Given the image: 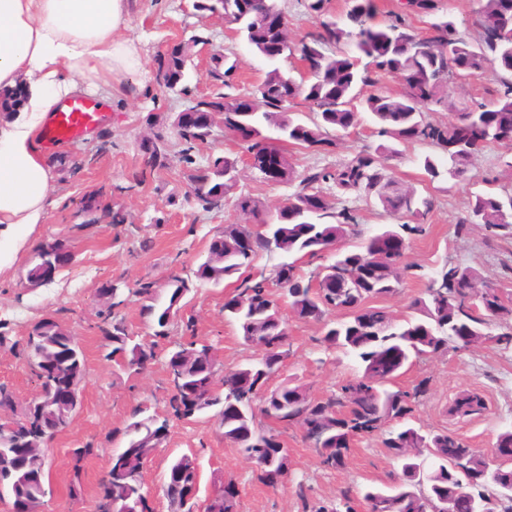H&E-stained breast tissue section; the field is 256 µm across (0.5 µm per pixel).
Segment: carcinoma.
I'll use <instances>...</instances> for the list:
<instances>
[{"label": "carcinoma", "instance_id": "1", "mask_svg": "<svg viewBox=\"0 0 512 512\" xmlns=\"http://www.w3.org/2000/svg\"><path fill=\"white\" fill-rule=\"evenodd\" d=\"M347 11L337 20L321 23L318 30L304 36L297 46L288 39V23L267 22L270 14H280L276 0H198V11L219 13L235 26L236 33L259 55L274 64L283 52L297 51L309 63L311 73L295 77L275 66L247 96L225 94L215 100L189 105L199 113L196 124L179 132L191 151L197 141H206L216 122L224 132L236 133V121L250 126L240 138L246 152L255 160L270 146L263 129L273 127L286 141L320 152L335 145L328 131L348 132L361 122L366 112L379 143L358 152L336 169H310L297 176L287 153H282L283 182L299 179L298 188L277 208L273 221L256 224H230L223 239L207 251L196 277L218 284L251 266L254 258L235 251L242 235L254 239L255 254L280 250L300 257L318 258L345 241L357 223L351 198L371 201L395 220V224L371 236L355 250H340L330 263L334 279L322 277L323 267L304 279L295 262L275 267L272 279L288 298V306L299 319L320 321L328 308L346 312V318L325 325L319 342L327 350L351 355L360 363L357 376L341 385L325 399L311 398L301 385L284 384L263 395L261 412L288 425H301L305 439L322 465L335 469L344 462L348 438L370 434L395 420L401 427L388 432L383 443L400 462L401 477L395 491L369 488L363 494L369 512H495L494 504L512 502V462L492 464L459 439L445 432L424 433L405 424L412 411V400L423 393L391 391L388 385L402 370L420 358L445 352L456 344L464 346L481 340H494L509 348L512 334L491 336L485 332L482 316L489 310L501 320L512 318L508 305L497 289L481 282L478 273L461 266H446L431 278L425 296L415 299L413 315L401 321L382 309L367 307L372 298L387 296L399 288L403 268L400 259L388 252L391 237L410 236L421 231V224L432 210L433 201L385 173V162L401 154L399 147L418 141L435 145L440 154H427L420 160L425 177L431 181L459 179L466 175L472 155L490 144L512 146V40L497 42L481 39L466 56H451L448 45L457 36L455 22L439 16L435 0H405L404 12L426 19V32L411 28L401 15L389 22L376 21L375 0H346ZM480 29L503 26L512 30V12L505 0H485L477 12ZM336 45L338 52L327 55L323 48ZM188 47L175 45L157 58L154 80L164 92H184ZM213 77L231 84L236 63L220 54L212 56ZM501 73L507 90L498 98L464 105L457 119L447 125L426 120L424 109L448 103V80L481 73L487 68ZM374 73L397 77L400 93L393 95L372 89ZM370 91H365V88ZM302 99L313 112L312 123L298 119L290 111ZM24 97L19 88L0 91V118L19 112ZM145 165L153 168L167 156L161 135L144 141ZM239 157L214 158L207 167L188 175L192 195L205 209L224 206L237 188ZM336 187L331 201L321 185ZM460 224H481L493 233L512 236V197L503 200L492 192L476 193ZM168 299L158 301L152 282L136 284L133 293L142 300L143 312L153 319L152 338L136 339L123 319L107 313L98 329L110 348L107 358L131 374L145 371L156 359V339L168 337V327L191 290L189 279L176 270L169 275ZM268 278L252 283L242 280L236 293L224 302V317L238 325L245 343L263 349L261 358L217 376L211 346L201 344L195 335L183 337L168 354L165 367L168 380L166 405L169 414L188 420L213 406L223 405L224 438L256 465L257 477L272 483L288 468V455L268 458L271 441L277 435L255 427L254 401L270 374L287 356L286 330L278 302L266 287ZM25 351L39 369L34 371L38 385L49 390L59 373L79 394L85 379V362L76 340L52 317L36 322L29 333ZM484 401L477 394L457 398L450 412L468 416L480 412ZM55 420L47 437H35V446L48 442L71 421L72 412L53 405L45 407ZM145 409H133L122 430L126 446L112 454L109 467L99 484L98 512H112V499H138L149 510L142 491L143 449L161 443L153 417H141ZM29 444L18 442L7 424L0 423V499L7 497L16 507L26 499L48 492L44 454L25 451ZM199 477L197 457L183 454L172 460L167 472L171 482L168 499L175 512H182L184 488ZM208 512H235V503L224 502L222 488L209 501Z\"/></svg>", "mask_w": 512, "mask_h": 512}]
</instances>
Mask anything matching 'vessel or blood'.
Instances as JSON below:
<instances>
[{"label": "vessel or blood", "mask_w": 512, "mask_h": 512, "mask_svg": "<svg viewBox=\"0 0 512 512\" xmlns=\"http://www.w3.org/2000/svg\"><path fill=\"white\" fill-rule=\"evenodd\" d=\"M111 121L112 115L100 99L74 97L50 114L40 131V140L48 149L63 147L99 133Z\"/></svg>", "instance_id": "b4317fda"}]
</instances>
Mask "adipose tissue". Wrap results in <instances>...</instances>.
Wrapping results in <instances>:
<instances>
[{
    "label": "adipose tissue",
    "mask_w": 512,
    "mask_h": 512,
    "mask_svg": "<svg viewBox=\"0 0 512 512\" xmlns=\"http://www.w3.org/2000/svg\"><path fill=\"white\" fill-rule=\"evenodd\" d=\"M129 0H0V90L27 89L15 117L0 120V268L21 229L45 223L50 169L35 132L63 100L96 88L111 94L141 65L123 37Z\"/></svg>",
    "instance_id": "adipose-tissue-1"
}]
</instances>
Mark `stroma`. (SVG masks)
<instances>
[{
  "mask_svg": "<svg viewBox=\"0 0 512 512\" xmlns=\"http://www.w3.org/2000/svg\"><path fill=\"white\" fill-rule=\"evenodd\" d=\"M194 0H131L130 22L122 35L138 42L142 67L128 74L121 89L109 100L112 122L103 133L69 146L45 151L52 171L51 205L45 223L26 234V242L13 263L0 270V321L11 340L25 341L38 320L55 317L75 336L86 364L81 385L82 405L69 425L49 443L45 455L49 492L41 512H96L99 482L113 450L122 447L120 434L135 406L147 415L167 418L165 357L183 334L185 320H192L199 340L211 345L219 370L229 372L260 356L246 345L236 324L224 317V302L239 284L230 277L221 284L195 282L186 303L170 327L169 338L157 343V359L143 374L131 376L107 360L108 349L98 329L99 314L109 300L100 288L113 283L122 288L145 281L165 286L172 270H196L207 256L211 238L227 224L249 223L234 199L223 208L203 210L189 195L187 175L194 166L207 164L224 154L239 156L237 192L260 206L259 216L272 219L275 208L296 185L258 181L243 156L240 142L215 125L207 141L191 151L192 163L181 159L184 147L172 120L192 101L223 94L246 95L269 68L268 62L235 37L217 14L201 15ZM190 47L191 61L183 94L164 93L153 79L156 59L171 44ZM223 53L235 60L231 86L211 74V56ZM169 144L163 165L144 169L141 145L154 134ZM368 124L342 137L329 152L316 153L283 143L297 173L331 167L375 144ZM433 145L403 146L399 157L388 161L387 172L421 195L431 197L433 208L419 234L410 236L403 264L410 271L396 294L372 299V306L394 318L409 313L410 304L422 297L436 270L446 265L475 269L483 282L512 297V237L494 235L482 225L460 226L470 195L493 190L512 196V149L490 145L474 156L463 179L426 182L419 160L432 153ZM95 200L104 209H121L122 224L104 219L85 221L83 201ZM58 242L72 250L74 262L50 283L28 288L26 271L36 248ZM289 353L271 375L267 387L285 381L306 387L310 397L321 399L337 391L358 370L355 358L328 351L317 342L325 323L339 319L327 311L324 322L304 321L283 309ZM426 391L412 404L409 422L427 432H445L481 454H489L498 435L512 429V348L483 342L414 362L395 386L413 391L418 383ZM0 386L12 392L16 410L38 391L32 366L22 350L0 347ZM465 392L480 393L483 411L466 417L449 415L448 406ZM218 408H210L188 421H169L163 446L143 469L145 490L150 491L153 512H173L163 492L171 460L196 455L200 471V503H208L219 477L233 478L239 487L236 512H302L296 497L297 483H305L311 507L336 503L341 491H349L355 512H368L362 498L371 487L389 489L398 483L401 467L383 444V433L354 438L343 467L324 468L299 425H283L257 415L256 426L277 434L288 450V477L268 486L257 478L253 463L231 442L225 441ZM91 447L81 463L71 452Z\"/></svg>",
  "mask_w": 512,
  "mask_h": 512,
  "instance_id": "1",
  "label": "stroma"
}]
</instances>
